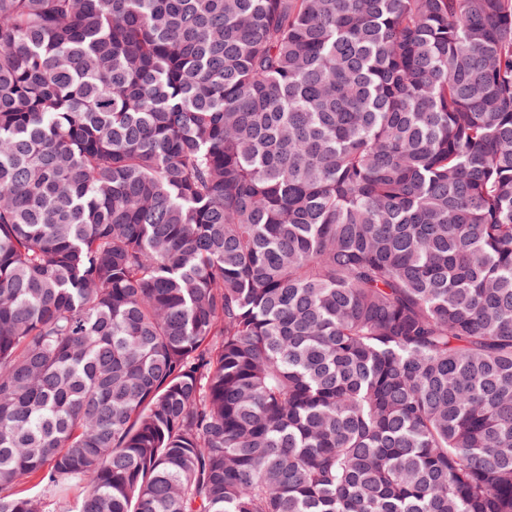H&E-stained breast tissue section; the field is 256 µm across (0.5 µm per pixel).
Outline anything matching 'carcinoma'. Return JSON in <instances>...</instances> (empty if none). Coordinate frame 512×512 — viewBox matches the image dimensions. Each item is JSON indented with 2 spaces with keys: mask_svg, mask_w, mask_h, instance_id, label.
Wrapping results in <instances>:
<instances>
[{
  "mask_svg": "<svg viewBox=\"0 0 512 512\" xmlns=\"http://www.w3.org/2000/svg\"><path fill=\"white\" fill-rule=\"evenodd\" d=\"M512 512V0H0V512Z\"/></svg>",
  "mask_w": 512,
  "mask_h": 512,
  "instance_id": "1",
  "label": "carcinoma"
}]
</instances>
